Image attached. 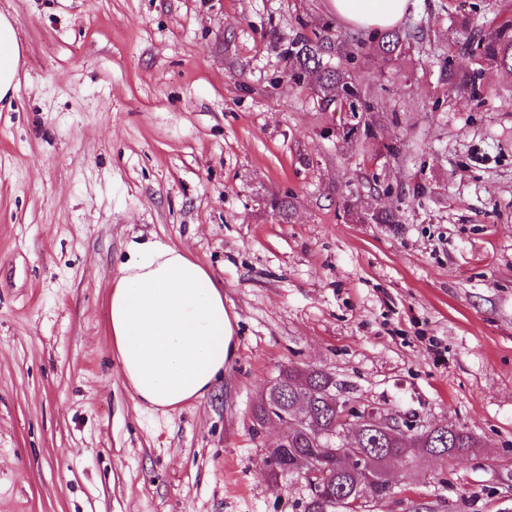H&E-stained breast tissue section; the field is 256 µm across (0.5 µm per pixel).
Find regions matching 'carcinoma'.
I'll return each mask as SVG.
<instances>
[{
    "instance_id": "obj_1",
    "label": "carcinoma",
    "mask_w": 512,
    "mask_h": 512,
    "mask_svg": "<svg viewBox=\"0 0 512 512\" xmlns=\"http://www.w3.org/2000/svg\"><path fill=\"white\" fill-rule=\"evenodd\" d=\"M509 26L500 27L489 37H465L464 49L481 59L512 70V37ZM423 23L415 22L404 30H391L371 37L372 49L386 60H399L413 44L423 40ZM368 43L363 38L333 39L331 26L326 23L323 32L309 38L299 35L288 43V84H304L316 76L315 94L324 112H347L352 123L343 128V140L347 143L364 144L375 138V127L380 121L372 92L362 88L350 73V65L362 55ZM441 80L449 83L460 93L479 94L475 75H459L448 67L441 70ZM356 221L363 224H397V216L365 201L346 203ZM280 385L279 395L268 392L267 398L255 403L253 419L262 427L267 419L293 415V407L301 395H308L311 410L309 422L295 430L288 445L275 453V463L270 468L274 477L287 472L302 477L309 485L303 512H336L332 506L338 495L358 500L369 495L380 499L392 493L387 478L377 476L369 484L355 487V477L347 468L345 456H325L323 448L340 447V412L325 397L340 391L335 377L323 369L302 370L294 366L282 369L275 377ZM475 437L462 428L433 425L418 430L416 438L403 441L399 438L379 440L376 433L366 431L360 435L354 451L370 458L380 469L397 456H405L415 462L422 456H431L442 448L452 456L476 447Z\"/></svg>"
}]
</instances>
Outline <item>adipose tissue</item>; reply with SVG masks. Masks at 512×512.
<instances>
[{
  "label": "adipose tissue",
  "mask_w": 512,
  "mask_h": 512,
  "mask_svg": "<svg viewBox=\"0 0 512 512\" xmlns=\"http://www.w3.org/2000/svg\"><path fill=\"white\" fill-rule=\"evenodd\" d=\"M348 25L397 24L410 0H331ZM21 45L0 13V101L19 85ZM108 325L122 376L139 404L165 413L210 393L237 354L224 286L199 260L158 241H134L112 281Z\"/></svg>",
  "instance_id": "obj_1"
}]
</instances>
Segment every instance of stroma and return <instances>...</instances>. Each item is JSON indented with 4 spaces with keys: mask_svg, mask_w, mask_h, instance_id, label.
I'll use <instances>...</instances> for the list:
<instances>
[{
    "mask_svg": "<svg viewBox=\"0 0 512 512\" xmlns=\"http://www.w3.org/2000/svg\"><path fill=\"white\" fill-rule=\"evenodd\" d=\"M0 11L22 41L0 102V512H303L305 481L264 465L284 425L252 418L288 366L480 441L392 463L393 495L360 512H512V73L460 45L512 25V0H412L424 41L351 68L383 114L365 147L342 141L348 113L285 82L289 38L349 33L330 0ZM445 62L478 72L479 95L444 84ZM373 174L397 223L344 205ZM285 195L287 220L270 205ZM134 240L208 266L236 318L223 379L167 415L139 405L108 331Z\"/></svg>",
    "mask_w": 512,
    "mask_h": 512,
    "instance_id": "35a3bbf8",
    "label": "stroma"
}]
</instances>
